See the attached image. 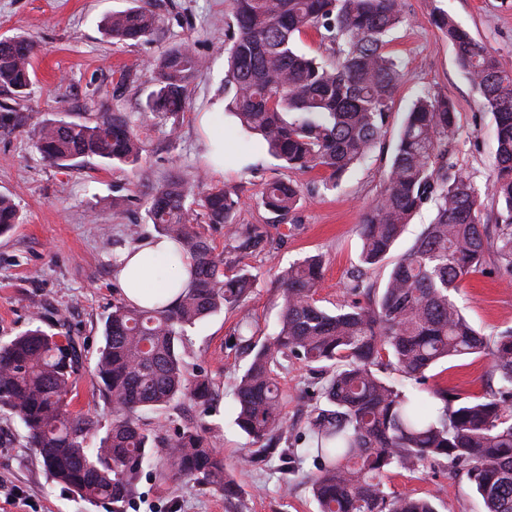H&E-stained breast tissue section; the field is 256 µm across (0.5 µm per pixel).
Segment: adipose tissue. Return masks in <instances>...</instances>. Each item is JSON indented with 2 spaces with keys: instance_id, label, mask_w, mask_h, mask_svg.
<instances>
[{
  "instance_id": "1",
  "label": "adipose tissue",
  "mask_w": 512,
  "mask_h": 512,
  "mask_svg": "<svg viewBox=\"0 0 512 512\" xmlns=\"http://www.w3.org/2000/svg\"><path fill=\"white\" fill-rule=\"evenodd\" d=\"M190 257H178L166 239L152 237L130 249L115 276L122 299L143 307L169 306L191 282Z\"/></svg>"
}]
</instances>
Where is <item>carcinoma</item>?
Here are the masks:
<instances>
[{
  "instance_id": "cac0c4a2",
  "label": "carcinoma",
  "mask_w": 512,
  "mask_h": 512,
  "mask_svg": "<svg viewBox=\"0 0 512 512\" xmlns=\"http://www.w3.org/2000/svg\"><path fill=\"white\" fill-rule=\"evenodd\" d=\"M232 24L224 40L225 111L237 126L258 135L289 168L322 172L326 190L372 153L386 133L400 61L387 51L403 22L398 0H229ZM431 24L455 50L456 62L495 122L494 218L484 215L472 178L456 170L448 144L457 133L454 103L439 94L416 97L401 124L380 198L359 224L360 262H382L416 211L432 202L436 216L394 263L380 288L350 283L357 300L327 311L315 298L323 259L310 255L279 276L282 312L276 335L259 341L243 315L238 340L250 355L236 377L235 424L253 448L240 467L292 454L312 459L306 474L318 512H437L429 498L390 491L393 469L425 472L446 466L462 473L482 498L485 512H512V328L493 335L476 330L454 293L470 275L495 264L512 282V72L447 13ZM160 25L153 9L136 6L102 21L117 42L148 40ZM328 46L325 57L298 50L306 30ZM35 44L0 40V94L12 101L30 94ZM201 68L180 44L151 65L145 113L170 123ZM35 147L63 166L99 157L135 164L142 147L123 112H98L87 121L37 123ZM303 199L297 184L273 181L261 205L279 219ZM239 198L212 187L196 197L174 177L152 189L148 221L159 235L194 259L192 285L175 306L146 310L126 301L112 305L96 364L100 392L113 406L107 426L69 409L82 349L72 336L28 329L0 343V411L19 419L29 447L47 475L80 498L123 512L150 469L161 483L211 485L228 502L242 489L226 472L224 457L194 427L148 430L138 414L171 407L183 398L200 405L214 398L211 378L188 372L187 328L226 308H240L250 276L224 271V255L196 230L199 217L226 229L228 252L246 253L261 235L237 225ZM20 223L16 204L0 196V235ZM364 300H358V296ZM470 356L490 360L497 386L473 400L426 385V372ZM298 359L320 375L319 400L310 410L305 447L281 448L288 435L277 370Z\"/></svg>"
}]
</instances>
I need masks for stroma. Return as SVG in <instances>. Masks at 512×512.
<instances>
[{"mask_svg":"<svg viewBox=\"0 0 512 512\" xmlns=\"http://www.w3.org/2000/svg\"><path fill=\"white\" fill-rule=\"evenodd\" d=\"M162 18L159 31L137 45L112 43L99 29L102 16L133 7L134 0H0V39L24 36L36 44L35 81L28 101L4 111L0 97V195L12 197L21 222L0 236V341L40 324L55 331V313L66 315L65 332L84 349L83 363L70 396V408L109 420L110 406L98 391L95 368L104 344V322L119 300L113 261L156 234L148 224L145 194L179 176L204 177L210 187L235 193L237 221L256 226L262 242L250 253L225 254L224 268L246 270L251 287L244 302L257 323L259 338L272 336L281 314L279 273L312 254L325 264L316 298L329 311L347 299L351 274L359 264L358 232L363 212L379 197L401 123L421 93L446 95L455 105L458 130L451 146L457 169L481 191L486 213L498 208L490 185L495 173V124L478 92L459 69L452 45L428 20L431 9L447 12L485 44L501 66L512 71V0H399L408 17L392 32L389 50L401 62V79L391 102L387 133L370 157L333 191L323 190L317 172L288 168L261 143L236 138L226 142L230 158L215 165L210 141L234 125L224 113V33L231 21L226 0H150ZM186 43L204 62L193 80L185 109L178 117V136L169 127L141 114L148 91V64L168 47ZM137 82L119 86L124 72ZM109 109L126 113L143 142L136 165L97 157L60 167L44 160L33 146L34 123L78 122ZM301 184L302 205L285 223L261 204L266 183ZM435 217L433 206L418 210L386 259L367 272L369 281L384 283L394 262ZM470 323L491 335L512 327V285L499 274L471 275L457 297ZM238 310L210 316L188 331L185 360L189 371L203 369L217 395L209 405L184 403L145 413V427L194 425L213 438L242 494L225 503L210 486L179 481L157 484L143 472L125 512H317L304 476L311 461H296L288 491H281L283 461L273 466L239 469L251 442L234 423L231 385L248 359L235 342ZM487 358H465L436 367L429 387H445L463 396L483 395L489 383ZM284 392L282 414L290 426L284 445L302 447L318 383L310 368L288 362L279 372ZM20 421L0 412V482L18 490L20 500L0 497V512H108L91 505L47 477L34 449L28 448ZM391 490L435 498L438 512H484L481 498L465 477H449L446 468L424 473L391 474Z\"/></svg>","mask_w":512,"mask_h":512,"instance_id":"obj_1","label":"stroma"}]
</instances>
